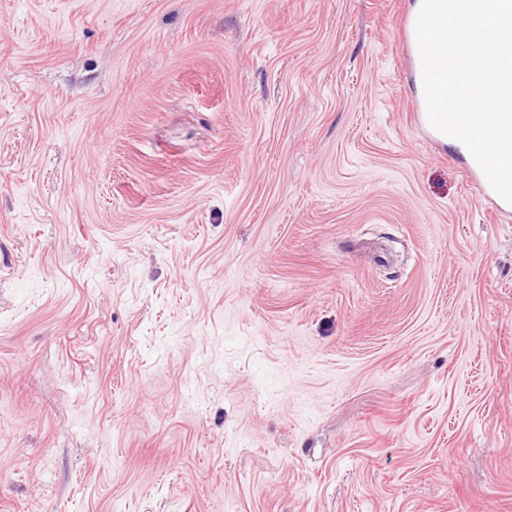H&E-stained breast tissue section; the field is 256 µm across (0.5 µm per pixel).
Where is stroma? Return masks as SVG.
Instances as JSON below:
<instances>
[{
	"label": "stroma",
	"instance_id": "obj_1",
	"mask_svg": "<svg viewBox=\"0 0 512 512\" xmlns=\"http://www.w3.org/2000/svg\"><path fill=\"white\" fill-rule=\"evenodd\" d=\"M412 5L0 0V512H512V208ZM415 15H404L400 27L399 58L408 68L419 74L422 81L421 60L416 39Z\"/></svg>",
	"mask_w": 512,
	"mask_h": 512
}]
</instances>
